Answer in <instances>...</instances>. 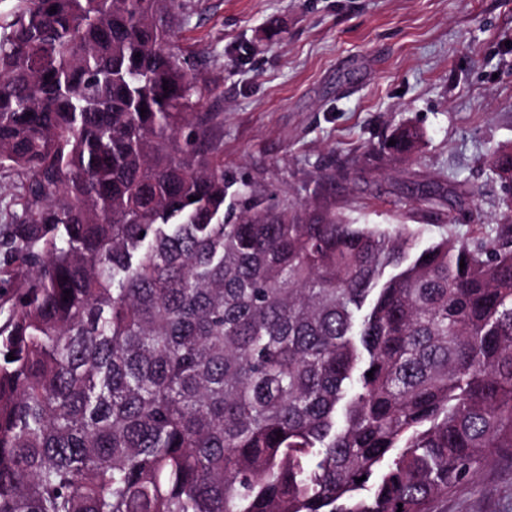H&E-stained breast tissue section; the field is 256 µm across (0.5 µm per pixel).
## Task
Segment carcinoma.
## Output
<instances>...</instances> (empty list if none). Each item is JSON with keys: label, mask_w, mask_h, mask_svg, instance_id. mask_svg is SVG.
<instances>
[{"label": "carcinoma", "mask_w": 512, "mask_h": 512, "mask_svg": "<svg viewBox=\"0 0 512 512\" xmlns=\"http://www.w3.org/2000/svg\"><path fill=\"white\" fill-rule=\"evenodd\" d=\"M187 10L0 20V512H434L512 448V199L421 249L226 180ZM19 182V177L14 172L4 171L0 173V184L5 187L0 196V225L9 224L12 221L13 213L18 209L11 205V194L14 192L13 187Z\"/></svg>", "instance_id": "carcinoma-1"}]
</instances>
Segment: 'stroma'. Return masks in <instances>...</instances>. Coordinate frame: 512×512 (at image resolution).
Returning a JSON list of instances; mask_svg holds the SVG:
<instances>
[{
    "mask_svg": "<svg viewBox=\"0 0 512 512\" xmlns=\"http://www.w3.org/2000/svg\"><path fill=\"white\" fill-rule=\"evenodd\" d=\"M177 33L221 113L224 175L354 224H406L422 244L502 222L488 160L512 146V0H189ZM423 140L379 146L399 124ZM429 191L432 203L417 202ZM437 512H512V450ZM422 138L421 132L411 125H400L395 128L389 140L378 148L379 152L387 151L393 155H410L415 152ZM390 140L395 141V145H388Z\"/></svg>",
    "mask_w": 512,
    "mask_h": 512,
    "instance_id": "1",
    "label": "stroma"
}]
</instances>
